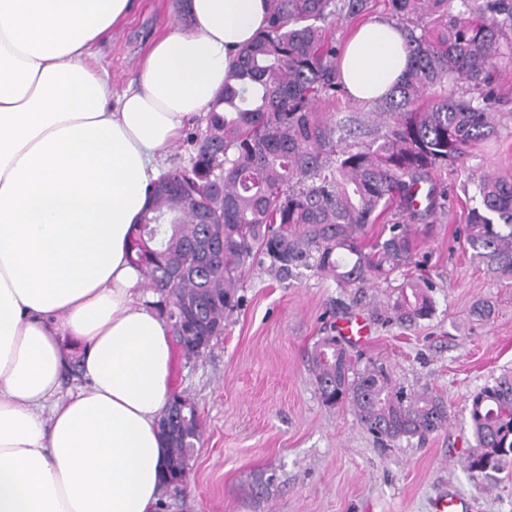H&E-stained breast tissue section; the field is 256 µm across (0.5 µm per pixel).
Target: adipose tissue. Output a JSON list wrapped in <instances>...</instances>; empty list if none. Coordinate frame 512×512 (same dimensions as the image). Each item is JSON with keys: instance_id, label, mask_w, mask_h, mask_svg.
<instances>
[{"instance_id": "adipose-tissue-1", "label": "adipose tissue", "mask_w": 512, "mask_h": 512, "mask_svg": "<svg viewBox=\"0 0 512 512\" xmlns=\"http://www.w3.org/2000/svg\"><path fill=\"white\" fill-rule=\"evenodd\" d=\"M132 0H0V512H158L173 338L130 260L133 224L190 117L206 114L272 0H185L186 26L114 94L104 36ZM407 64L360 24L341 78L368 104ZM83 383L63 390L71 360Z\"/></svg>"}]
</instances>
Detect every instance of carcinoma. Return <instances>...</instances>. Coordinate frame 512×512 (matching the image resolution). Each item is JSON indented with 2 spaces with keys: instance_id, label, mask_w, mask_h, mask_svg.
<instances>
[{
  "instance_id": "carcinoma-1",
  "label": "carcinoma",
  "mask_w": 512,
  "mask_h": 512,
  "mask_svg": "<svg viewBox=\"0 0 512 512\" xmlns=\"http://www.w3.org/2000/svg\"><path fill=\"white\" fill-rule=\"evenodd\" d=\"M406 33L409 66L386 96L372 104L385 131L357 147L340 143L363 135L346 115L329 121L314 111L319 99L345 91L341 47L331 27L371 8V0H274L267 26L239 54L206 126L190 137L188 165L169 172L171 187L152 186L150 204L134 225L132 264L156 295L176 344L182 308L196 307V330L224 329L238 308L245 268L270 261L290 276L301 269L330 272L338 285L363 288L412 260V242L399 224L366 247L365 227L395 203L414 213L416 188L435 169L461 163L496 136V77L512 70V0H390ZM478 94L434 96L447 83ZM476 206L465 242L489 273L512 281V181L489 174L472 179ZM224 244V259L203 257ZM410 324L432 315L426 286L407 280L392 306ZM323 403H348L359 424L382 442L424 438L444 428L449 406L424 390L396 387L384 367L355 370L348 349L323 338L309 360ZM191 425L166 436L174 470L187 472L188 451L200 441L197 410ZM469 418L476 447L465 466L474 475L500 471L512 458V375L472 396Z\"/></svg>"
}]
</instances>
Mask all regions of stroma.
I'll use <instances>...</instances> for the list:
<instances>
[{
    "label": "stroma",
    "instance_id": "1",
    "mask_svg": "<svg viewBox=\"0 0 512 512\" xmlns=\"http://www.w3.org/2000/svg\"><path fill=\"white\" fill-rule=\"evenodd\" d=\"M181 22L177 0H134L123 27L100 45L115 92L137 80L152 38ZM495 89L496 139L463 166L422 182L415 214L393 207L366 228L370 243L384 225H407L412 264L360 289L254 264L223 335L197 359L176 356L174 388L195 402L202 437L161 512H433L443 490L473 500L477 512H512V463L479 477L464 466L475 447L471 396L512 373V283L488 273L461 233L471 206L463 190L468 174L512 180V73H502ZM409 278L431 284L434 312L402 325L388 307ZM481 303L489 304L488 315L475 314ZM354 314L371 326L368 342L351 348L355 367L385 364L397 383L441 397L452 411L447 428L383 446L349 404H323L308 357ZM259 476L270 481L260 496L251 491Z\"/></svg>",
    "mask_w": 512,
    "mask_h": 512
}]
</instances>
